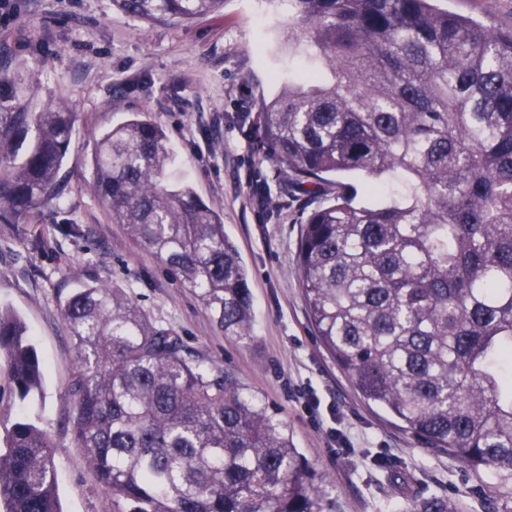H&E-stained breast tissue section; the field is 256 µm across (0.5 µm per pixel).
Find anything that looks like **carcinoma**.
<instances>
[{
    "label": "carcinoma",
    "instance_id": "cac0c4a2",
    "mask_svg": "<svg viewBox=\"0 0 512 512\" xmlns=\"http://www.w3.org/2000/svg\"><path fill=\"white\" fill-rule=\"evenodd\" d=\"M145 22L224 0H112ZM296 38L330 72L300 74L257 113V151L324 202L296 266L316 336L362 398L437 452L498 472L512 512V29L434 0H289ZM75 113L0 112V224H34ZM34 139L19 150L29 132ZM163 128L138 113L96 143L92 189L226 336H251L248 274L221 215L185 181ZM362 178L361 186L348 181ZM77 356L72 433L117 512H323L288 427L122 288L60 300ZM0 371L21 401L43 364L0 309ZM6 512H61L50 434L26 416L0 445ZM403 512H466L430 496Z\"/></svg>",
    "mask_w": 512,
    "mask_h": 512
}]
</instances>
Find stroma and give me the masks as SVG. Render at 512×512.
Listing matches in <instances>:
<instances>
[{"label": "stroma", "mask_w": 512, "mask_h": 512, "mask_svg": "<svg viewBox=\"0 0 512 512\" xmlns=\"http://www.w3.org/2000/svg\"><path fill=\"white\" fill-rule=\"evenodd\" d=\"M488 28L512 26V0H436ZM283 0H224L221 12L150 24L112 0H16L0 27V112L62 102L76 112L59 193L34 224H0V307L18 314L45 364L43 394L21 403L0 378V430L28 412L52 439L61 512H110L71 431L74 343L59 299L83 283L129 290L206 361L287 423L322 479L324 512H400L439 493L483 512L494 477L433 452L369 407L317 340L298 285L296 247L311 200L284 189L255 134L237 117L257 112L281 80L315 63L290 39ZM142 112L163 127L177 171L224 219L247 269L250 338L225 337L165 263L113 223L91 188L95 139ZM339 430L343 445L330 433Z\"/></svg>", "instance_id": "35a3bbf8"}]
</instances>
